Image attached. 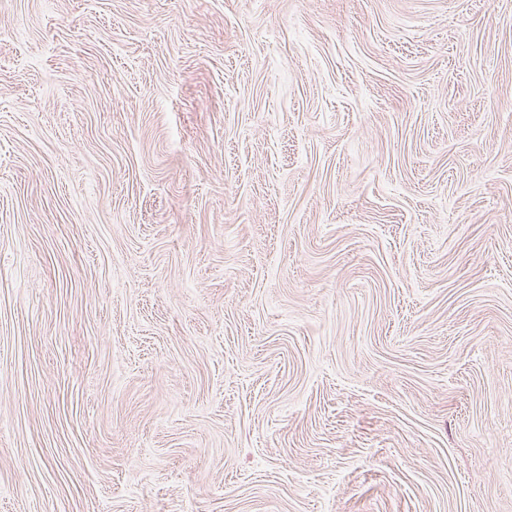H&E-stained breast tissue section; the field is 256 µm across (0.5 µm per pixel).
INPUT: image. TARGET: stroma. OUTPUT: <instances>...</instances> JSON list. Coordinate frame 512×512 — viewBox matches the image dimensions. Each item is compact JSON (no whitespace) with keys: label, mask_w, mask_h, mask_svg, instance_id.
Instances as JSON below:
<instances>
[{"label":"stroma","mask_w":512,"mask_h":512,"mask_svg":"<svg viewBox=\"0 0 512 512\" xmlns=\"http://www.w3.org/2000/svg\"><path fill=\"white\" fill-rule=\"evenodd\" d=\"M0 512H512V0H0Z\"/></svg>","instance_id":"1"}]
</instances>
